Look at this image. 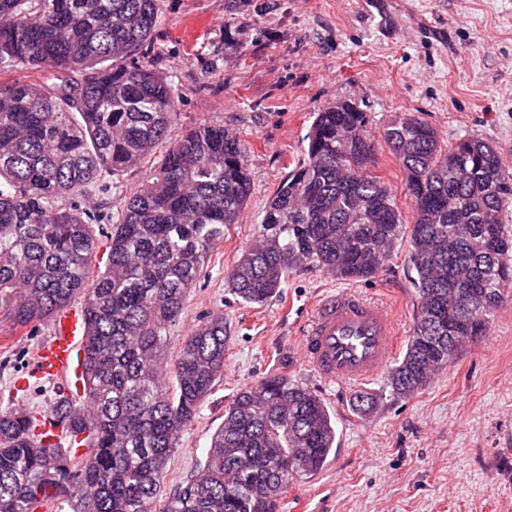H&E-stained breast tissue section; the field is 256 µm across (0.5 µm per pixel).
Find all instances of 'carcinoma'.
Returning <instances> with one entry per match:
<instances>
[{
    "label": "carcinoma",
    "instance_id": "carcinoma-1",
    "mask_svg": "<svg viewBox=\"0 0 512 512\" xmlns=\"http://www.w3.org/2000/svg\"><path fill=\"white\" fill-rule=\"evenodd\" d=\"M161 0H0V69L37 79L0 92V311L16 327L83 298L82 396L43 409L0 407V512H280L288 486L327 463L325 402L279 375L236 393L203 465L160 496L166 466L224 369V315L200 321L179 355L170 330L253 193L248 153L221 125L169 138L175 89L145 58ZM368 117L342 101L315 113L305 158L281 182L257 235L226 276L261 305L298 270L369 281L403 238L417 310L387 375L408 398L486 336L512 297V177L477 137L442 146L405 114L379 137L402 165L413 223L373 174ZM164 149L109 215V254L84 202ZM497 297L474 309L479 294ZM68 411L75 430L43 421Z\"/></svg>",
    "mask_w": 512,
    "mask_h": 512
}]
</instances>
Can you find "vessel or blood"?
I'll return each mask as SVG.
<instances>
[{"mask_svg": "<svg viewBox=\"0 0 512 512\" xmlns=\"http://www.w3.org/2000/svg\"><path fill=\"white\" fill-rule=\"evenodd\" d=\"M84 329L82 307L61 309L49 341L37 352L31 376L69 379L76 371ZM400 343L395 309L356 292L341 291L315 305L302 332L301 357L327 382L363 383L385 370Z\"/></svg>", "mask_w": 512, "mask_h": 512, "instance_id": "1", "label": "vessel or blood"}]
</instances>
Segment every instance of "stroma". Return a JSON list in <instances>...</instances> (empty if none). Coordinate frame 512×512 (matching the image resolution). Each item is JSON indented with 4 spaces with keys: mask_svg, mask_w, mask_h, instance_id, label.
Instances as JSON below:
<instances>
[{
    "mask_svg": "<svg viewBox=\"0 0 512 512\" xmlns=\"http://www.w3.org/2000/svg\"><path fill=\"white\" fill-rule=\"evenodd\" d=\"M146 54L175 89L172 137L204 121L224 125L248 150L254 187L171 331L172 360L201 318L224 316V371L183 431L163 492L196 474L240 389L281 375L322 398L336 428L326 466L289 488L281 512H512V302L487 336L396 400L382 376L322 380L300 358V333L321 296L350 289L391 303L410 336L408 243L374 281L300 270L260 307L240 303L226 283L271 196L303 160L314 112L336 101L356 103L374 135L411 113L442 145L480 138L512 174V0H162ZM374 173L411 218L406 174L385 145ZM50 335V322L17 328L0 315V405L42 407L63 389L62 380L27 377ZM361 392L377 399L364 414L354 406Z\"/></svg>",
    "mask_w": 512,
    "mask_h": 512,
    "instance_id": "1",
    "label": "stroma"
}]
</instances>
